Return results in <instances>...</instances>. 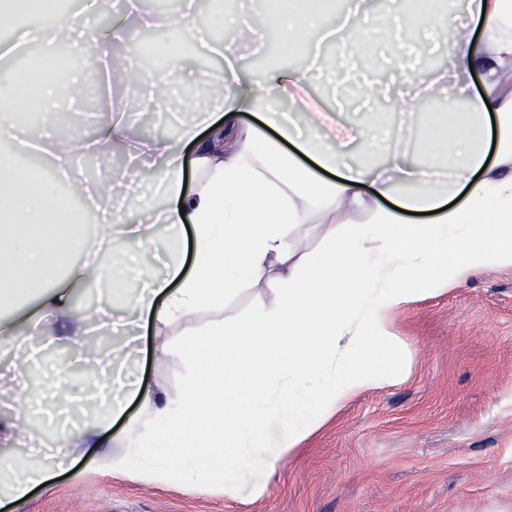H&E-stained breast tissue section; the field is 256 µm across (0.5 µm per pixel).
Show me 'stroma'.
Masks as SVG:
<instances>
[{"label": "stroma", "instance_id": "35a3bbf8", "mask_svg": "<svg viewBox=\"0 0 512 512\" xmlns=\"http://www.w3.org/2000/svg\"><path fill=\"white\" fill-rule=\"evenodd\" d=\"M166 35L163 29L136 31L133 45H113V63L155 67L149 49ZM236 51L246 76L271 66L282 73L297 70L307 57L288 53L281 38L269 35ZM405 53L410 68L425 76L448 64L443 41L421 39ZM335 58L334 70L312 76V93L352 121L374 112L385 130L397 131L389 105L358 93L363 81L396 76L393 47L374 44L362 56L339 52ZM77 71L84 97L67 106L66 121L55 123L53 134L60 139L70 126H86L93 134L111 119L108 107L86 109L87 99L99 95L97 67L81 64ZM223 76L220 58L190 45L171 71L182 96L199 79ZM208 107L197 99L188 112L151 107L126 113L128 142L181 140L196 112ZM126 153V144L114 147L100 158L96 173L138 182L125 209L143 220L165 204L158 163L130 167ZM388 325L411 361L408 377L366 389L342 405L297 455L276 464L261 496L245 489L229 497L215 484L176 485L104 472L105 461L124 451L128 419L139 407L132 401L125 417L107 421L103 447L84 449L73 469L54 472L16 512H512V267L478 272L408 304L391 314ZM30 342L42 353L28 364L29 375L44 374L59 354L76 370L91 368L64 339L48 344L34 336ZM138 346V375L177 398L189 372L185 361L166 338L151 333Z\"/></svg>", "mask_w": 512, "mask_h": 512}]
</instances>
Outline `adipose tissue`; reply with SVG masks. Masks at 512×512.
I'll use <instances>...</instances> for the list:
<instances>
[{"mask_svg": "<svg viewBox=\"0 0 512 512\" xmlns=\"http://www.w3.org/2000/svg\"><path fill=\"white\" fill-rule=\"evenodd\" d=\"M141 25L174 29L196 38L197 0H178L175 14H139V0H126ZM366 0H349L346 13L328 24V0H270L260 11L238 13L232 30L250 40L273 28L292 49L307 41L341 45L347 56L360 55L372 41L396 47L426 34L453 32L449 73L426 79L400 68L396 84L366 83L367 98L385 100L412 119L415 136L428 160L441 172L423 177L410 164L395 137L389 158L378 163L372 122L360 130L337 123L336 115L308 92V71L299 70L279 84L268 75L241 77L234 58H226L223 89H211L213 109L186 127L183 139L163 138L143 145L162 164L160 184L168 207L156 210L149 224L130 223L122 182L103 177L84 188L87 198L111 202L106 231L79 235L78 217L67 216L60 197V174L76 173L86 149L108 151L125 142L127 129L108 123L93 140L75 133L47 147L54 163L25 168L0 157V306L26 299L42 287L39 315L65 322V336L85 335L87 322L75 311L54 268L72 253L83 260L72 279L124 283L122 266H103L97 254L110 241L165 243L161 274L115 293L121 309L145 317L156 334L179 326L178 352L191 367L178 400L162 401L159 385L127 381L112 394V376L92 379L89 399L104 400L119 417L127 400L139 403L128 422V451L116 470L146 480L208 483L218 481L225 495L242 487L261 494L274 463L295 454L346 401L379 385L401 382L409 362L388 329L390 315L449 284L490 268L512 267V0H459L467 21H449L442 0H412L408 23L371 30L363 20ZM55 0H0V29L14 31L0 55L16 54L39 43L45 55L69 45L74 55L92 58L113 45L131 42L129 28L103 32L81 13L52 20ZM479 70L482 91L468 95L472 70ZM147 83V98L122 100L119 111L176 105L163 74L129 69L117 83ZM79 78L61 83L41 75L30 85L0 71V141L23 133L20 111L41 115L42 129L53 127L58 112L78 99ZM467 97L464 112L423 114L416 96L447 90ZM292 101L303 126L279 112V98ZM242 112H258L276 138L239 134ZM212 132L197 143V129ZM196 142L186 154L184 142ZM427 213L412 223L408 213ZM360 213L364 222L347 217ZM318 226L326 245L303 251L294 241L303 227ZM191 231L194 262L182 258L183 233ZM269 282L273 304L255 307L243 320L225 316L230 298L242 289ZM206 311V326L192 318ZM71 382L56 372L49 387L23 380L14 391L16 416L0 425V445L17 439L32 402L52 407L66 397ZM57 461L44 454L21 467L0 457V503L28 498L50 480Z\"/></svg>", "mask_w": 512, "mask_h": 512, "instance_id": "ef3b65f1", "label": "adipose tissue"}]
</instances>
